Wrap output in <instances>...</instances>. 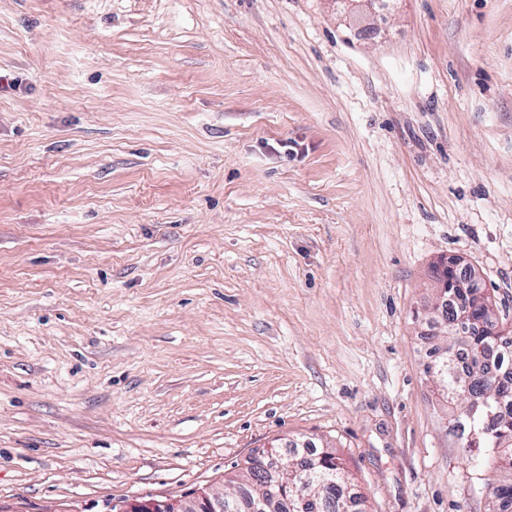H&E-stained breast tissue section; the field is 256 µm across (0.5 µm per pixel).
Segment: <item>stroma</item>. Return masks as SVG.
<instances>
[{
	"label": "stroma",
	"mask_w": 512,
	"mask_h": 512,
	"mask_svg": "<svg viewBox=\"0 0 512 512\" xmlns=\"http://www.w3.org/2000/svg\"><path fill=\"white\" fill-rule=\"evenodd\" d=\"M441 259L512 322V0H0V512L298 440L368 512H490Z\"/></svg>",
	"instance_id": "stroma-1"
}]
</instances>
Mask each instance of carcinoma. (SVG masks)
<instances>
[{"instance_id":"cac0c4a2","label":"carcinoma","mask_w":512,"mask_h":512,"mask_svg":"<svg viewBox=\"0 0 512 512\" xmlns=\"http://www.w3.org/2000/svg\"><path fill=\"white\" fill-rule=\"evenodd\" d=\"M432 278L445 284L439 289L442 300L460 286L466 290L458 301L448 304V346L435 362V368L445 365L447 372L442 378L436 371L433 376L448 402H465L457 420L465 425L459 438L462 447L502 449L486 487L493 512H512V383L497 380L485 368L486 357L495 352L512 375V350L502 347L512 329L502 327L495 305L472 275L436 265ZM466 306L472 314L466 320L458 319L454 311ZM293 484L310 487V499L302 512H367L365 500L351 492L353 478L333 449L317 450L309 459L301 457L299 469L288 471V485Z\"/></svg>"}]
</instances>
